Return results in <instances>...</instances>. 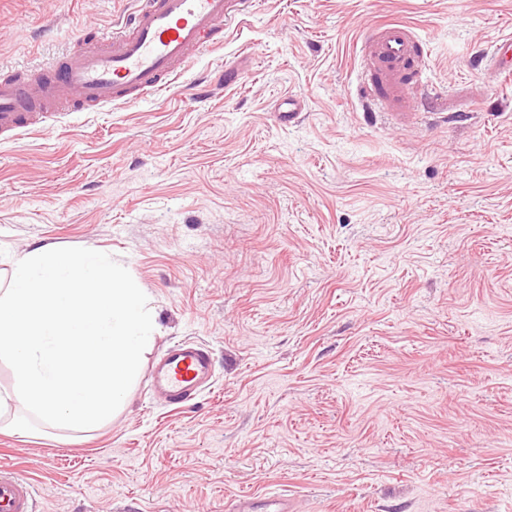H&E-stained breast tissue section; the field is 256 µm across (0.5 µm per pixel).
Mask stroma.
<instances>
[{"label":"stroma","instance_id":"stroma-1","mask_svg":"<svg viewBox=\"0 0 512 512\" xmlns=\"http://www.w3.org/2000/svg\"><path fill=\"white\" fill-rule=\"evenodd\" d=\"M136 5L0 0V75ZM392 21L434 94L403 123L355 96L361 37ZM510 33L512 0H251L168 91L0 144V278L42 245L104 252L151 299L142 365L186 340L215 360L184 408L141 372L95 430L0 432L34 512L270 490L292 512H512V81L473 65ZM305 102L297 97L288 96L280 100L274 107L273 112H276V117L280 122L291 123L295 121L302 112H305Z\"/></svg>","mask_w":512,"mask_h":512}]
</instances>
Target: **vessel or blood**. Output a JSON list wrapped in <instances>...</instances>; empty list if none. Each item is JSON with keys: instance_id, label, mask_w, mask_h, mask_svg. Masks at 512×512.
Instances as JSON below:
<instances>
[{"instance_id": "obj_1", "label": "vessel or blood", "mask_w": 512, "mask_h": 512, "mask_svg": "<svg viewBox=\"0 0 512 512\" xmlns=\"http://www.w3.org/2000/svg\"><path fill=\"white\" fill-rule=\"evenodd\" d=\"M248 0H139L113 31L111 41L79 37L78 51L49 66L0 80V135L12 138L40 129L54 102L71 112L133 102L168 90L201 51L224 46V33L241 23ZM365 65L359 73V99L372 111L407 115L428 97L422 40L402 22L377 25L363 41ZM306 109L297 97L274 107L282 122ZM211 349L199 341L169 345L148 368L150 387L164 404L181 408L210 383ZM36 488L16 471L0 468V512H33ZM235 512H289L288 497L271 492L245 496Z\"/></svg>"}]
</instances>
